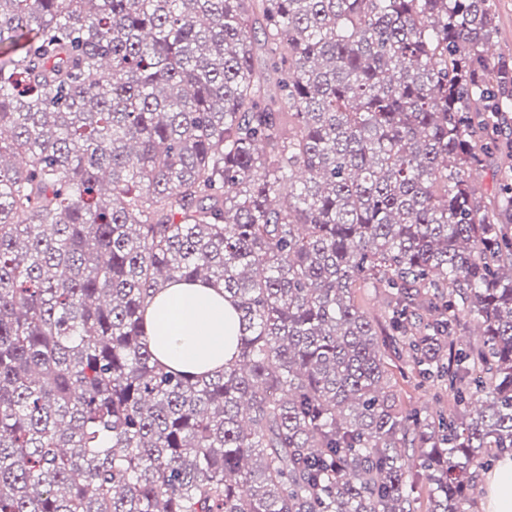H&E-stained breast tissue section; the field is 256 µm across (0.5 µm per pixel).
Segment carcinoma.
<instances>
[{
  "mask_svg": "<svg viewBox=\"0 0 512 512\" xmlns=\"http://www.w3.org/2000/svg\"><path fill=\"white\" fill-rule=\"evenodd\" d=\"M498 28L493 0H0V512H469L512 455V165L470 179L512 157ZM176 281L224 285V371L157 359ZM395 377L403 406L416 408L421 411H443L446 414L454 410L455 406L452 397L448 398V395H445L444 399L440 402L435 399L437 385L427 387L419 385L414 379L404 381L397 371Z\"/></svg>",
  "mask_w": 512,
  "mask_h": 512,
  "instance_id": "cac0c4a2",
  "label": "carcinoma"
}]
</instances>
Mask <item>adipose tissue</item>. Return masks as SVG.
Listing matches in <instances>:
<instances>
[{
	"label": "adipose tissue",
	"instance_id": "1",
	"mask_svg": "<svg viewBox=\"0 0 512 512\" xmlns=\"http://www.w3.org/2000/svg\"><path fill=\"white\" fill-rule=\"evenodd\" d=\"M146 332L161 361L190 372L223 370L233 353V310L223 288L175 283L149 304ZM485 512H512V458L500 459L484 478Z\"/></svg>",
	"mask_w": 512,
	"mask_h": 512
}]
</instances>
